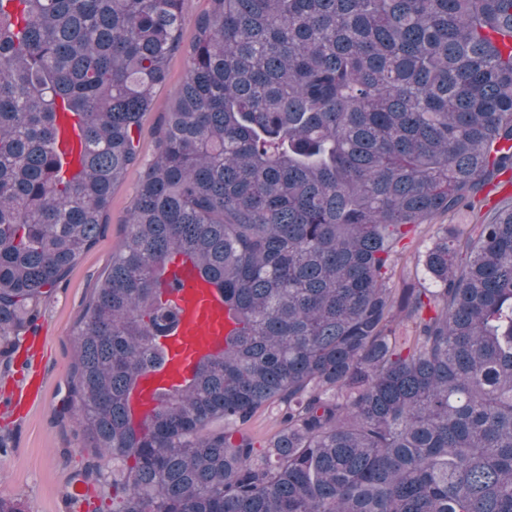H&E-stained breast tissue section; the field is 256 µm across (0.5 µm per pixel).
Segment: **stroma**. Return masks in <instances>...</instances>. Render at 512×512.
Segmentation results:
<instances>
[{
	"label": "stroma",
	"mask_w": 512,
	"mask_h": 512,
	"mask_svg": "<svg viewBox=\"0 0 512 512\" xmlns=\"http://www.w3.org/2000/svg\"><path fill=\"white\" fill-rule=\"evenodd\" d=\"M168 81L155 93V107L146 114L139 138L141 164L129 169L112 189L107 222L95 244L79 259L66 280L45 297L39 323L45 326L42 343L22 335L15 344L12 364L0 366V498L19 502L23 512H112L102 488L81 499L71 491L84 464L83 440L77 426L60 418L67 380L76 348L77 321L122 243L124 222L136 196L143 165L156 155V127L169 111L182 82L185 60L174 56ZM470 213L446 214L419 225L400 246V259L391 284L401 288L415 283L421 269L417 255L424 251L443 224H473Z\"/></svg>",
	"instance_id": "stroma-1"
}]
</instances>
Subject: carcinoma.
Masks as SVG:
<instances>
[{
    "label": "carcinoma",
    "mask_w": 512,
    "mask_h": 512,
    "mask_svg": "<svg viewBox=\"0 0 512 512\" xmlns=\"http://www.w3.org/2000/svg\"><path fill=\"white\" fill-rule=\"evenodd\" d=\"M182 2L0 0V360L96 241L181 55L76 327L80 479L112 512H512V197L442 228L430 287L390 285L419 225L512 178V0H211L189 41ZM179 256L236 327L136 427ZM280 429V419L270 410H260L254 416L250 431L255 437L257 448H261L265 441Z\"/></svg>",
    "instance_id": "cac0c4a2"
}]
</instances>
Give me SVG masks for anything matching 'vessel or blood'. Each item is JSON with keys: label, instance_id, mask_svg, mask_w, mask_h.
Here are the masks:
<instances>
[{"label": "vessel or blood", "instance_id": "vessel-or-blood-1", "mask_svg": "<svg viewBox=\"0 0 512 512\" xmlns=\"http://www.w3.org/2000/svg\"><path fill=\"white\" fill-rule=\"evenodd\" d=\"M178 277L180 288L173 297L178 324L165 341L168 360L161 369L143 378L130 398V411L137 422L147 415L155 393L187 376L189 363L223 350L224 338L232 327L218 288L201 279L190 265L182 267Z\"/></svg>", "mask_w": 512, "mask_h": 512}]
</instances>
